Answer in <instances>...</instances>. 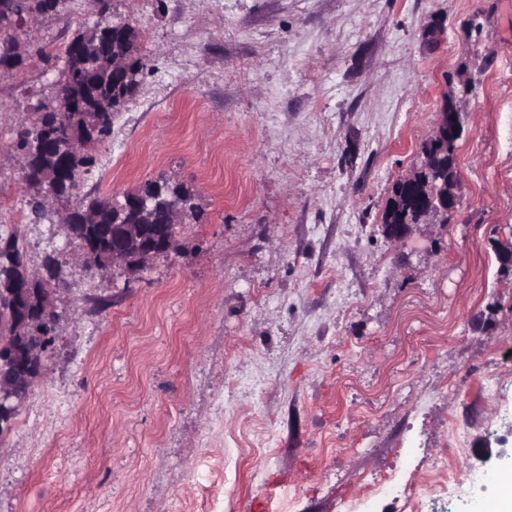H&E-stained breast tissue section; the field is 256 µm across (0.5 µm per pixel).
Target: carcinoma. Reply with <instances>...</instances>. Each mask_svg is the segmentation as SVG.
Here are the masks:
<instances>
[{"mask_svg":"<svg viewBox=\"0 0 512 512\" xmlns=\"http://www.w3.org/2000/svg\"><path fill=\"white\" fill-rule=\"evenodd\" d=\"M27 17L60 14L67 7L68 0H23ZM17 5L15 0H0V45L13 43L11 31L21 24L14 18ZM135 29L127 23L113 22L102 18L93 27L78 34L65 49V67L52 101L41 107L33 127L21 131L16 149L24 151L29 142L40 138L53 137L59 147L73 144L76 151L69 153L73 174L65 181L56 178L61 167V156L56 151H37L29 155V186L39 188L50 186L56 194L64 197L76 189L82 169L94 163L92 152L112 135L115 113L121 111L140 84L144 62L140 53ZM455 158L424 154L420 167V179L412 189L398 181L392 187L382 215V223L417 224L425 209L421 199L434 193L439 184L436 172L445 170L455 175ZM136 193L152 196L148 205L139 210H125L112 198H91L80 208L71 212L74 224L88 225L85 239L100 246L96 262L105 265L107 243L112 240L114 224H161L167 216L170 203L178 201L184 210H197L194 195L180 184H159L147 182ZM16 237L0 239V336L9 337L13 346L20 347L21 355L16 357L19 368L27 362L25 346L13 339L17 335L15 325L28 300L22 298L20 287L23 269L14 261L21 253Z\"/></svg>","mask_w":512,"mask_h":512,"instance_id":"cac0c4a2","label":"carcinoma"}]
</instances>
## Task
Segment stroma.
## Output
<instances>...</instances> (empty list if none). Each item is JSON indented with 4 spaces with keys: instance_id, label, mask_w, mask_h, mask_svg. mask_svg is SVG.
<instances>
[{
    "instance_id": "35a3bbf8",
    "label": "stroma",
    "mask_w": 512,
    "mask_h": 512,
    "mask_svg": "<svg viewBox=\"0 0 512 512\" xmlns=\"http://www.w3.org/2000/svg\"><path fill=\"white\" fill-rule=\"evenodd\" d=\"M99 16L21 24L0 73V235L64 270L0 512H402L367 484L427 482L453 417L459 480L512 472V0H108L140 86L111 156L37 217L17 135ZM448 101L457 205L392 241ZM148 181L196 198L177 252L83 271L66 213Z\"/></svg>"
}]
</instances>
